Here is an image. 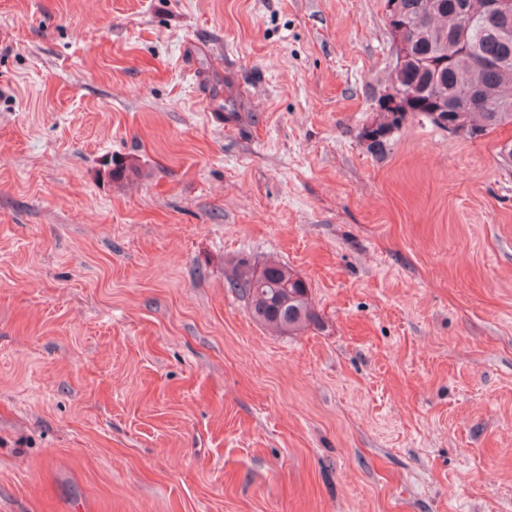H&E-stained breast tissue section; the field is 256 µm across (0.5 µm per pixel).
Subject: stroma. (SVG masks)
Here are the masks:
<instances>
[{
	"instance_id": "1",
	"label": "stroma",
	"mask_w": 512,
	"mask_h": 512,
	"mask_svg": "<svg viewBox=\"0 0 512 512\" xmlns=\"http://www.w3.org/2000/svg\"><path fill=\"white\" fill-rule=\"evenodd\" d=\"M394 65L385 0H0V512H512V126L369 153ZM228 285L246 299L255 320L277 334H296L316 320L307 284L279 261L269 260L258 267L239 260L228 275Z\"/></svg>"
}]
</instances>
